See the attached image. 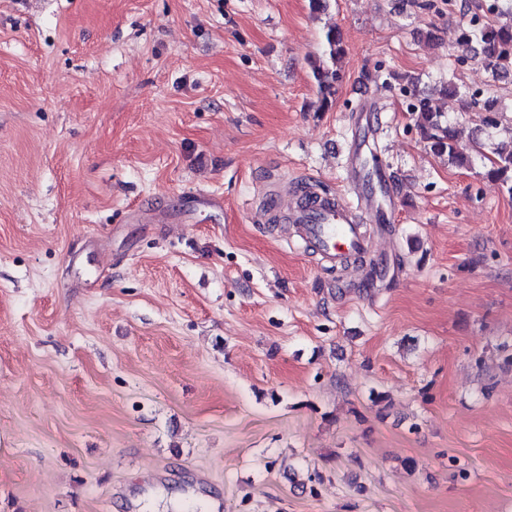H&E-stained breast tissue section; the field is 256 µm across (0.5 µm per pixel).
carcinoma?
<instances>
[{"label":"carcinoma","instance_id":"carcinoma-1","mask_svg":"<svg viewBox=\"0 0 512 512\" xmlns=\"http://www.w3.org/2000/svg\"><path fill=\"white\" fill-rule=\"evenodd\" d=\"M323 56L311 62V78L321 106L326 107L340 80V61L344 48L341 32L328 26L322 36ZM451 46L456 61L465 63L481 58L492 76L512 72V0H499L497 11L483 21L462 20L453 30ZM448 95L466 100L467 105L478 107L483 123L495 127L500 122L497 100L491 96H477L454 82L448 83ZM410 111L418 114L417 127L427 148L437 154H448V162L458 167H471L480 148L472 146L465 152L458 146L459 130L438 112L431 101L413 95ZM486 177L499 181L512 194V140L499 144L485 171Z\"/></svg>","mask_w":512,"mask_h":512}]
</instances>
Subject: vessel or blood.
I'll use <instances>...</instances> for the list:
<instances>
[{"mask_svg": "<svg viewBox=\"0 0 512 512\" xmlns=\"http://www.w3.org/2000/svg\"><path fill=\"white\" fill-rule=\"evenodd\" d=\"M348 183L349 193L356 198L352 205L346 203L343 194L300 183L291 199L268 194L260 212L267 223L295 225L310 250L328 267L338 269L348 258L368 252L370 240L364 222L388 224L393 218L391 209L380 206L365 191L358 175H350Z\"/></svg>", "mask_w": 512, "mask_h": 512, "instance_id": "obj_1", "label": "vessel or blood"}]
</instances>
